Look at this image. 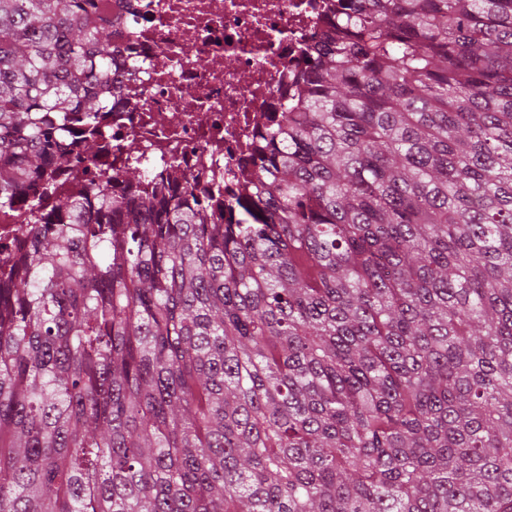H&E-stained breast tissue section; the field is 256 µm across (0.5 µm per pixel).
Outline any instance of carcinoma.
Segmentation results:
<instances>
[{"mask_svg": "<svg viewBox=\"0 0 512 512\" xmlns=\"http://www.w3.org/2000/svg\"><path fill=\"white\" fill-rule=\"evenodd\" d=\"M112 2L0 0V512H512V0H336L232 220L44 213ZM17 211L11 213H0V248L2 256L12 248L13 244L20 237V232L30 224H25L30 213L24 206H17Z\"/></svg>", "mask_w": 512, "mask_h": 512, "instance_id": "obj_1", "label": "carcinoma"}]
</instances>
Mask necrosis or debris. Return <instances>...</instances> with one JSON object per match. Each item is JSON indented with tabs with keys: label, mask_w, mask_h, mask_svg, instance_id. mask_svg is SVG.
<instances>
[{
	"label": "necrosis or debris",
	"mask_w": 512,
	"mask_h": 512,
	"mask_svg": "<svg viewBox=\"0 0 512 512\" xmlns=\"http://www.w3.org/2000/svg\"><path fill=\"white\" fill-rule=\"evenodd\" d=\"M335 9V0H125L113 45L123 92L101 116L96 155L49 169L55 189L80 191L93 174L136 165L156 183L179 171L231 205Z\"/></svg>",
	"instance_id": "1"
}]
</instances>
